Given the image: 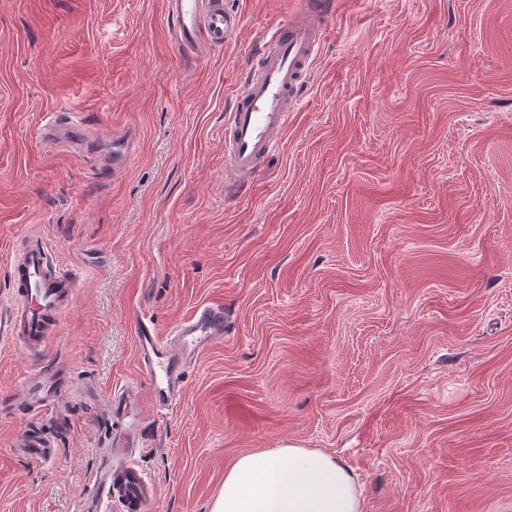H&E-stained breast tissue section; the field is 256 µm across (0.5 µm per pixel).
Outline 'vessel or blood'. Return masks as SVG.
Here are the masks:
<instances>
[{
	"label": "vessel or blood",
	"mask_w": 512,
	"mask_h": 512,
	"mask_svg": "<svg viewBox=\"0 0 512 512\" xmlns=\"http://www.w3.org/2000/svg\"><path fill=\"white\" fill-rule=\"evenodd\" d=\"M175 41L192 55L232 41L244 25L240 15L226 12L223 0H165ZM332 0L303 5L288 21L263 36L255 50L257 70L236 87L224 127V168L235 179L250 181L263 159L279 152L288 121L298 110L317 53L327 37ZM88 127L77 112L47 114L41 125L46 146H81ZM28 247L11 259L9 300H0V346L17 345L32 368L13 392L8 413L21 414L23 424L13 443L15 452L43 462L53 461L55 445L35 424L61 391L59 370L44 365L50 342L59 335L63 319L74 304L78 282L56 262L48 240L27 234ZM228 318L218 302L199 304L177 322L169 334L138 322L135 354L141 382L113 387L112 415L150 405L163 412L181 401L185 371L223 339ZM104 465L91 488L92 512H155V491L137 467L140 443L134 429L116 427L105 437Z\"/></svg>",
	"instance_id": "obj_1"
}]
</instances>
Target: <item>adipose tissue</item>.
Returning <instances> with one entry per match:
<instances>
[{"instance_id": "adipose-tissue-1", "label": "adipose tissue", "mask_w": 512, "mask_h": 512, "mask_svg": "<svg viewBox=\"0 0 512 512\" xmlns=\"http://www.w3.org/2000/svg\"><path fill=\"white\" fill-rule=\"evenodd\" d=\"M211 512H363V499L343 462L291 443L238 457Z\"/></svg>"}]
</instances>
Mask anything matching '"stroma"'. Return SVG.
Masks as SVG:
<instances>
[{"label": "stroma", "instance_id": "obj_1", "mask_svg": "<svg viewBox=\"0 0 512 512\" xmlns=\"http://www.w3.org/2000/svg\"><path fill=\"white\" fill-rule=\"evenodd\" d=\"M301 6L224 0L245 26L202 63L163 0H0V297L30 231L78 281L44 358L71 373L37 422L56 457L0 415V512H79L114 421L85 387L135 378V318L206 301L228 333L137 430L157 512H210L237 457L289 443L365 512H512V0H339L282 150L234 183L224 113ZM66 101L77 156L38 138Z\"/></svg>", "mask_w": 512, "mask_h": 512}]
</instances>
